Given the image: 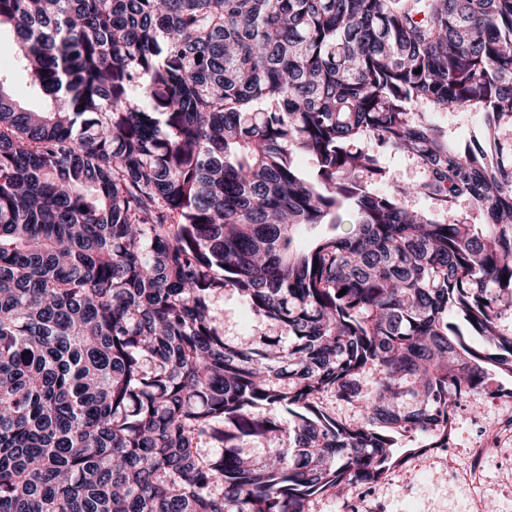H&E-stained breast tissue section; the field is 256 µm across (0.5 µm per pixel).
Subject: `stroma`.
I'll return each instance as SVG.
<instances>
[{"label": "stroma", "instance_id": "1", "mask_svg": "<svg viewBox=\"0 0 512 512\" xmlns=\"http://www.w3.org/2000/svg\"><path fill=\"white\" fill-rule=\"evenodd\" d=\"M10 32L0 33V73L14 98L29 109L41 99L30 87L23 68L7 49ZM224 323V337L235 342L273 335L271 322L251 310L232 288L218 294L213 305ZM482 458H475V449ZM495 505V512H512V399L481 398L479 410L462 404L453 413V435L444 452H420L370 489L352 490L346 497L328 493L315 502L314 512H473L476 497Z\"/></svg>", "mask_w": 512, "mask_h": 512}]
</instances>
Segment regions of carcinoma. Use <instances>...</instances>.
I'll return each mask as SVG.
<instances>
[{
	"label": "carcinoma",
	"instance_id": "1",
	"mask_svg": "<svg viewBox=\"0 0 512 512\" xmlns=\"http://www.w3.org/2000/svg\"><path fill=\"white\" fill-rule=\"evenodd\" d=\"M3 24L48 106L0 79V512H313L512 398V0H0ZM387 156L423 178L375 189ZM462 196L480 223L448 219ZM226 288L279 334L226 341ZM438 122L443 127H448L456 140L465 143L471 139L481 119L467 113H442L438 117ZM350 228V224H342L336 229L330 224L302 225L298 228L295 238L300 246H308L325 236L342 234ZM322 407L329 413L335 414L345 421H354L363 414V408L358 404H348L337 400L334 395H325L322 399Z\"/></svg>",
	"mask_w": 512,
	"mask_h": 512
}]
</instances>
